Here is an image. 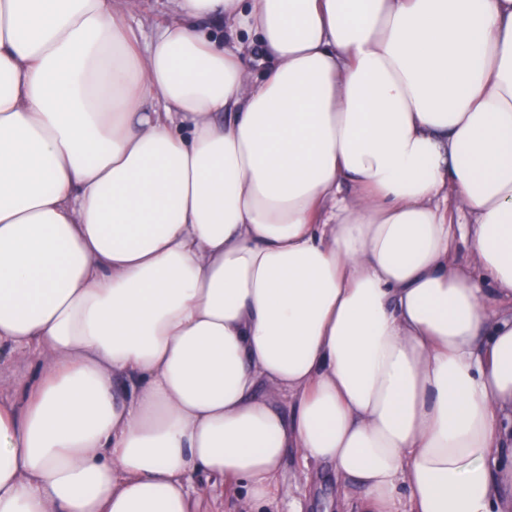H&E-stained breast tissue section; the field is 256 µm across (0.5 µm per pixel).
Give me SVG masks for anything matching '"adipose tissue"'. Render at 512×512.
Segmentation results:
<instances>
[{
	"label": "adipose tissue",
	"instance_id": "ef3b65f1",
	"mask_svg": "<svg viewBox=\"0 0 512 512\" xmlns=\"http://www.w3.org/2000/svg\"><path fill=\"white\" fill-rule=\"evenodd\" d=\"M169 2L0 0V512H512V0ZM135 6L131 10L130 16L132 23L135 26H140L145 39H148L152 34L153 24L155 21L167 18L169 11L167 1H133ZM283 479L296 490L297 498L292 507L281 504L279 511L336 512L337 500L335 476L324 465L304 468L293 451L289 452L282 466ZM195 483L205 491L210 500L213 502L212 511H244L237 507H233V504H236L237 506L238 504L232 501L228 502L226 498L224 504V488L219 482L215 483L213 479L207 480L204 476H199L195 479Z\"/></svg>",
	"mask_w": 512,
	"mask_h": 512
}]
</instances>
